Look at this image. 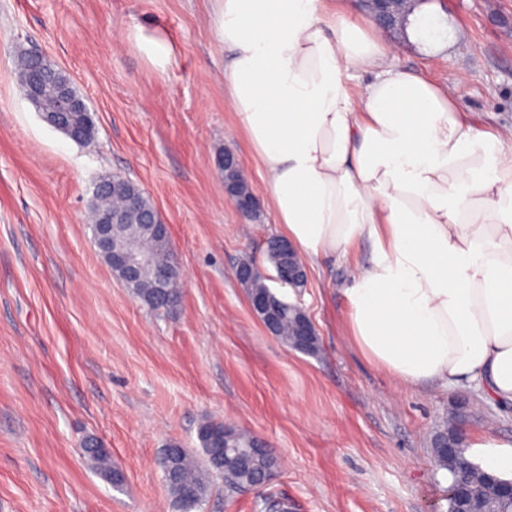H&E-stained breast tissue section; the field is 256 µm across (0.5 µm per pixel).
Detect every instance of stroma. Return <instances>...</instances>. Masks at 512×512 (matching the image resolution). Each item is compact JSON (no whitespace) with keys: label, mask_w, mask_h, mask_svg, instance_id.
<instances>
[{"label":"stroma","mask_w":512,"mask_h":512,"mask_svg":"<svg viewBox=\"0 0 512 512\" xmlns=\"http://www.w3.org/2000/svg\"><path fill=\"white\" fill-rule=\"evenodd\" d=\"M164 31L177 62L154 70L127 33ZM420 38L388 36L394 65L454 88L481 127H512V0H428ZM64 69L96 127L79 145L26 98L17 56ZM229 54L213 0H0V512H175L159 457L200 454L211 418L261 440L272 480L231 491L211 481L199 512H264L270 493L292 512H448V475L432 439L450 416L465 434L512 443V407L473 385L399 387L346 337L344 282L371 256L309 270L300 303L321 351L290 349L252 314L235 276L263 260L279 228L270 209L241 215L224 194L225 150L257 197L265 177L224 99ZM118 173L155 203L182 270V301L151 312L100 255L86 222L92 185ZM103 441L124 473L113 487L83 439Z\"/></svg>","instance_id":"35a3bbf8"}]
</instances>
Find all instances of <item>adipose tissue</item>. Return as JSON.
<instances>
[{"instance_id":"1","label":"adipose tissue","mask_w":512,"mask_h":512,"mask_svg":"<svg viewBox=\"0 0 512 512\" xmlns=\"http://www.w3.org/2000/svg\"><path fill=\"white\" fill-rule=\"evenodd\" d=\"M325 0H214L227 102L282 237L310 265L367 241L342 293L350 343L401 386L473 384L512 405V128L389 61L375 24ZM156 71L160 31L132 33ZM371 73L363 94L347 70Z\"/></svg>"}]
</instances>
